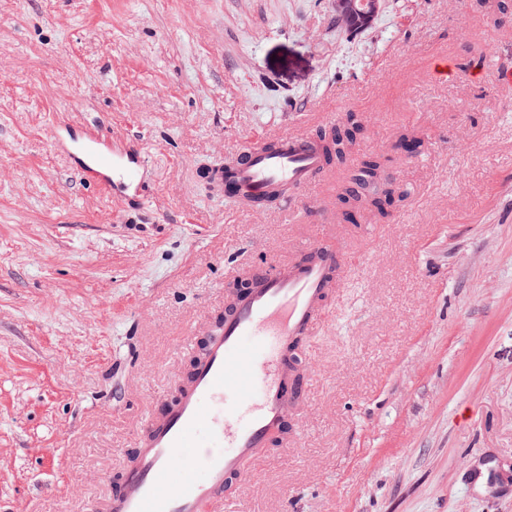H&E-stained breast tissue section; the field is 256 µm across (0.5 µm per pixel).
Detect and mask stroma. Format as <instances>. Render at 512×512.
I'll return each mask as SVG.
<instances>
[{
  "instance_id": "1",
  "label": "stroma",
  "mask_w": 512,
  "mask_h": 512,
  "mask_svg": "<svg viewBox=\"0 0 512 512\" xmlns=\"http://www.w3.org/2000/svg\"><path fill=\"white\" fill-rule=\"evenodd\" d=\"M468 2L348 31L333 0H0V512H94L235 273L316 234L339 284L236 512H512V23ZM315 112L366 117L387 217L343 221L342 166L261 209L214 193L203 169ZM72 119L143 147L146 205L79 181Z\"/></svg>"
}]
</instances>
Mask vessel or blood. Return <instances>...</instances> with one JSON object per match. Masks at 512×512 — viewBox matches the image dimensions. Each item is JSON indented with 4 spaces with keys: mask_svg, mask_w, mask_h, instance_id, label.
<instances>
[{
    "mask_svg": "<svg viewBox=\"0 0 512 512\" xmlns=\"http://www.w3.org/2000/svg\"><path fill=\"white\" fill-rule=\"evenodd\" d=\"M81 180L144 201L150 173L138 143L86 121L53 131ZM233 184L225 186L224 173ZM314 134L291 126L276 138L240 149L227 169L212 173L228 201L300 193L331 176ZM343 256L335 244L306 240L297 257L240 276L241 290L208 331L203 350L174 401L148 419L121 480L97 512H204L223 501L229 481H247L249 463L280 437L304 397L292 374L291 350L324 319Z\"/></svg>",
    "mask_w": 512,
    "mask_h": 512,
    "instance_id": "1",
    "label": "vessel or blood"
}]
</instances>
